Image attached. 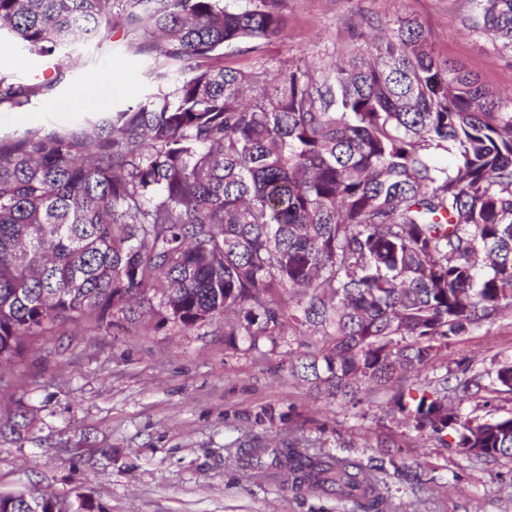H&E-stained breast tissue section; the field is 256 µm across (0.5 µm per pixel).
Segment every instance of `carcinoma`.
<instances>
[{"label": "carcinoma", "instance_id": "carcinoma-1", "mask_svg": "<svg viewBox=\"0 0 512 512\" xmlns=\"http://www.w3.org/2000/svg\"><path fill=\"white\" fill-rule=\"evenodd\" d=\"M482 30L512 47V0H475ZM284 0H0V37L60 60L82 36L122 34L175 74L78 129L0 132V363L57 320L106 331L159 298L186 328L325 340L292 374L351 402L374 388L444 446L512 460V416L480 422L463 401L512 391L469 361L419 373L450 340L512 310V95L440 61L401 25L328 69L267 82L224 57L282 31ZM0 75V110L47 99L66 76ZM256 475L288 472L356 512H388L375 477L292 431L241 448ZM0 512H68L0 493Z\"/></svg>", "mask_w": 512, "mask_h": 512}]
</instances>
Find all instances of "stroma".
<instances>
[{"mask_svg":"<svg viewBox=\"0 0 512 512\" xmlns=\"http://www.w3.org/2000/svg\"><path fill=\"white\" fill-rule=\"evenodd\" d=\"M284 28L259 52L225 58L269 73L322 67L363 52L375 34L411 22L429 32L440 60L495 92H512V49L476 26L473 0H285ZM51 98L0 110V130L74 127L128 105L155 85L151 61L82 41ZM53 77L51 61L8 45L0 74ZM318 336L228 342L217 320L194 328L144 314L110 331L85 322L31 337L0 367V416L25 409L23 440L0 436V493H47L107 512H352L321 492L296 493L286 476L246 475L236 451L275 445L303 429L323 452L372 470L396 512H512V461L442 446L388 412L382 394L358 405L318 394L289 373L291 355ZM494 371L512 361V313L471 328L422 372L431 381L455 361Z\"/></svg>","mask_w":512,"mask_h":512,"instance_id":"stroma-1","label":"stroma"}]
</instances>
